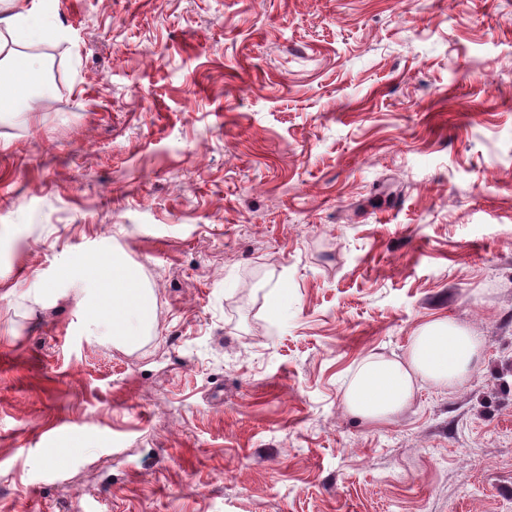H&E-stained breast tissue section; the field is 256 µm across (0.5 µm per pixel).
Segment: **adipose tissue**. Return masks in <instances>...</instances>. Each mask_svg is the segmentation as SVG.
Listing matches in <instances>:
<instances>
[{
  "label": "adipose tissue",
  "instance_id": "ef3b65f1",
  "mask_svg": "<svg viewBox=\"0 0 512 512\" xmlns=\"http://www.w3.org/2000/svg\"><path fill=\"white\" fill-rule=\"evenodd\" d=\"M0 15V112L20 111L42 61L31 45L47 33V0H8ZM55 283L74 293L86 335L129 351L140 348L155 323L153 291L139 270L117 252L93 261L71 258L60 266ZM483 342L469 328L438 318L419 326L404 358H365L357 367L343 404L372 424L393 422L411 403L417 385L456 388L480 359Z\"/></svg>",
  "mask_w": 512,
  "mask_h": 512
}]
</instances>
